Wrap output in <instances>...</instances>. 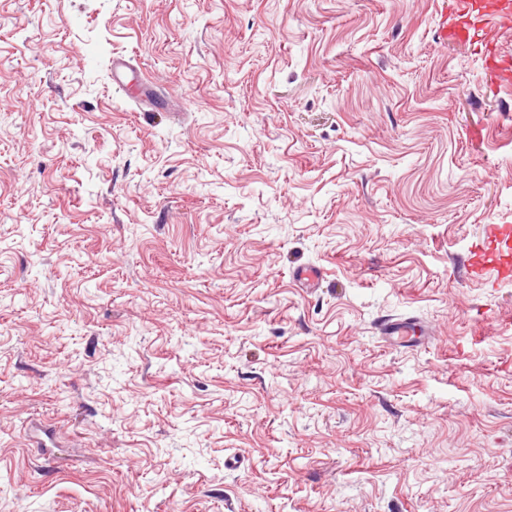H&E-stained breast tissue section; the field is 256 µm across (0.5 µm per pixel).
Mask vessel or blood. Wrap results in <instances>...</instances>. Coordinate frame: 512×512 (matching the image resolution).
I'll list each match as a JSON object with an SVG mask.
<instances>
[{"label": "vessel or blood", "instance_id": "obj_1", "mask_svg": "<svg viewBox=\"0 0 512 512\" xmlns=\"http://www.w3.org/2000/svg\"><path fill=\"white\" fill-rule=\"evenodd\" d=\"M452 23L441 25L440 33L461 41H471L479 31L496 20L512 15V0H451ZM472 279L512 280V224H489L468 257ZM380 334L386 342L400 345L407 339L426 341L427 325L416 318L389 320L381 324Z\"/></svg>", "mask_w": 512, "mask_h": 512}]
</instances>
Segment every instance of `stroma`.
<instances>
[{"instance_id":"1","label":"stroma","mask_w":512,"mask_h":512,"mask_svg":"<svg viewBox=\"0 0 512 512\" xmlns=\"http://www.w3.org/2000/svg\"><path fill=\"white\" fill-rule=\"evenodd\" d=\"M442 2L0 0V512H512V17ZM450 2V15L453 21L448 25L447 9L446 21L440 26L441 36L446 40L449 36L460 41H473L479 31L512 13L510 0H451ZM468 272L475 280H512V224L485 225L481 240L470 247ZM380 334L386 342L394 345H402L409 339L416 338L421 343H425L430 336V330L427 325L418 321L414 317L388 320L381 324Z\"/></svg>"}]
</instances>
